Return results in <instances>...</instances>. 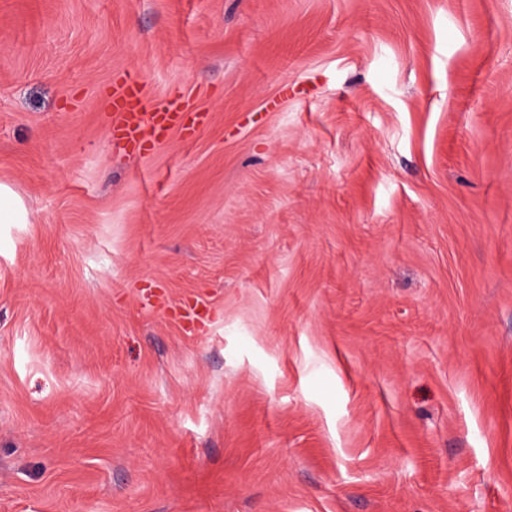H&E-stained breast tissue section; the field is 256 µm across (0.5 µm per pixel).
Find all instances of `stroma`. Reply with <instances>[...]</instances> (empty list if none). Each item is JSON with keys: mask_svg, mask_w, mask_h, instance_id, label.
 <instances>
[{"mask_svg": "<svg viewBox=\"0 0 512 512\" xmlns=\"http://www.w3.org/2000/svg\"><path fill=\"white\" fill-rule=\"evenodd\" d=\"M0 184V512H512V0H0ZM112 130L124 138L138 153L150 150L159 131L179 128L193 135L207 119L204 112H185L179 98L173 97L146 112L141 101V88L136 80L124 81L112 91Z\"/></svg>", "mask_w": 512, "mask_h": 512, "instance_id": "stroma-1", "label": "stroma"}]
</instances>
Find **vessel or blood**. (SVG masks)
Returning a JSON list of instances; mask_svg holds the SVG:
<instances>
[{
  "mask_svg": "<svg viewBox=\"0 0 512 512\" xmlns=\"http://www.w3.org/2000/svg\"><path fill=\"white\" fill-rule=\"evenodd\" d=\"M207 119L206 113L186 111L179 98L173 97L145 111L141 88L136 80L124 81L112 91V130L124 138L133 151L143 153L154 145L157 132L178 128L195 133Z\"/></svg>",
  "mask_w": 512,
  "mask_h": 512,
  "instance_id": "1",
  "label": "vessel or blood"
}]
</instances>
